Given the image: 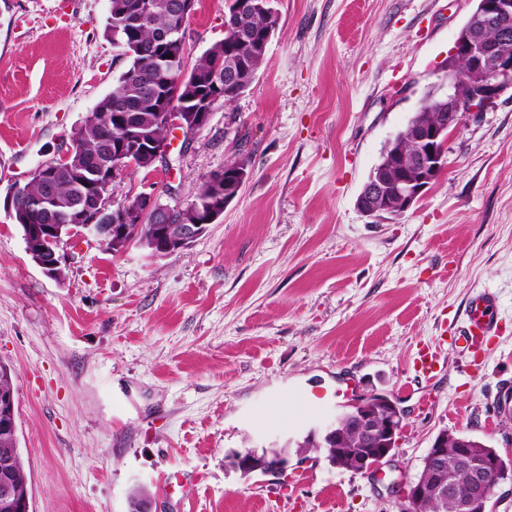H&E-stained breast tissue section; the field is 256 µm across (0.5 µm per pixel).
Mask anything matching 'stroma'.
Wrapping results in <instances>:
<instances>
[{"mask_svg": "<svg viewBox=\"0 0 512 512\" xmlns=\"http://www.w3.org/2000/svg\"><path fill=\"white\" fill-rule=\"evenodd\" d=\"M264 65L192 138L116 182L185 204L234 158L249 176L219 223L162 257L100 242L66 277L30 259L0 210V364L10 367L31 512H399L433 438L464 431L505 451L512 419V90L465 115L446 166L404 215L357 197L380 154L443 83L473 0H274ZM109 0H0V194L71 146L128 68ZM193 56L224 38V0H197ZM499 333L455 341L479 291ZM437 349L440 373L414 358ZM384 391L405 428L383 477L293 455L287 476L242 475L232 450L282 443Z\"/></svg>", "mask_w": 512, "mask_h": 512, "instance_id": "1", "label": "stroma"}]
</instances>
